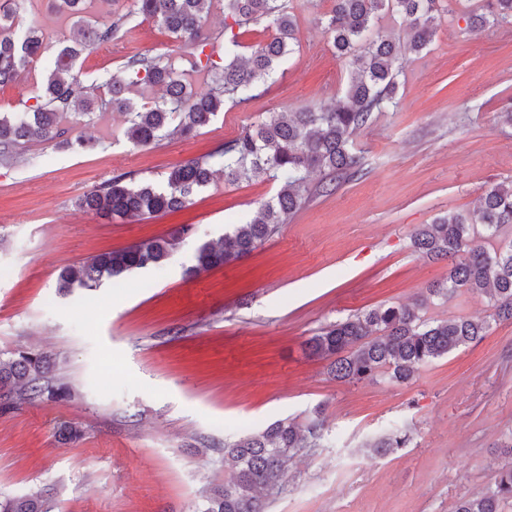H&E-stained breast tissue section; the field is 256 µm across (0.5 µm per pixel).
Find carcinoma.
<instances>
[{"instance_id":"cac0c4a2","label":"carcinoma","mask_w":512,"mask_h":512,"mask_svg":"<svg viewBox=\"0 0 512 512\" xmlns=\"http://www.w3.org/2000/svg\"><path fill=\"white\" fill-rule=\"evenodd\" d=\"M25 2L0 3V86L19 83L42 47L38 27L16 25ZM57 2L58 10L73 20V36L51 62L35 104L24 112L0 113V158L23 154L32 141L53 142L64 149L93 147L90 141L69 138L63 121L90 122L96 107L124 113L126 135L139 146L175 134L188 136L209 124L225 101L235 105L247 102L297 46L296 17L289 0H224V17L238 26L264 22L272 35L248 57L225 52L222 66L200 34L203 14L212 0H130L126 12L110 24L88 18V0ZM440 10L439 0H334L324 27L350 75L343 99L336 105L318 111L272 112L246 127L222 150L174 166L158 184L119 174L84 195L80 205L112 217L135 218L186 207L217 170L227 182L265 175L280 183L276 195L250 219L224 234L220 243L200 244L189 273L199 275L251 254L278 232L287 216L361 174V159L351 150V136L371 123L374 113L397 105L403 74L395 44L372 35L378 13H396L408 22L412 31L408 50L419 53L432 41ZM132 16L153 20L182 39L191 49L190 69L162 56L134 57L105 81L109 98L97 103L79 96V58L94 46L112 41L119 22ZM468 21L473 27L490 22L512 25V0H490L488 11L473 13ZM202 71L214 73L212 82L195 89L186 75ZM142 84L158 88L160 95L150 103L138 104L131 94ZM315 171L322 179L313 186L309 176ZM505 228H512V187L497 185L486 190L473 211L441 215L416 228L411 236L414 251L432 260L448 261L447 277L433 285L431 294L447 298L461 290L486 293L490 295V314L430 321L420 301L379 307L329 326L307 341V350L330 360V374L340 382L354 383L387 373L404 383L432 360L481 341L491 323L512 320V238L492 250L486 247L488 239L500 236ZM191 230V225L183 224L163 237L65 267L58 275V292L66 295L75 287L95 288L105 277L161 264L179 249ZM68 395L69 387L57 377L51 355L20 346L9 352L7 359L0 358L1 399L11 402ZM323 429L324 419L319 414L304 425L282 419L224 446V459L232 463L233 477L213 487L198 505V512H266L261 492L272 496L282 491L288 463L298 452L317 447ZM409 441L408 434L391 432L366 447L383 455L407 447ZM508 501H512V463L502 467L494 487L460 498L453 512H502V504ZM52 508L50 499L40 492L0 501V512H52Z\"/></svg>"}]
</instances>
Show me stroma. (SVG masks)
Wrapping results in <instances>:
<instances>
[{"label":"stroma","instance_id":"obj_1","mask_svg":"<svg viewBox=\"0 0 512 512\" xmlns=\"http://www.w3.org/2000/svg\"><path fill=\"white\" fill-rule=\"evenodd\" d=\"M332 0H294L298 47L238 106H225L192 138L135 146L121 113L84 133L90 151L28 144L0 160V355L25 346L53 354L71 398L0 405V500L32 491L54 512H195L206 490L230 480L225 442L324 406L320 447L299 454L267 512H451L492 487L512 462V322L396 383L381 375L336 381L304 343L336 322L414 299L443 320L488 314L485 295L443 300L429 286L448 264L414 252L415 228L473 210L496 184L512 186V27L468 29L478 0H453L432 42L405 53L399 105L353 136L361 177L287 217L250 255L188 276L197 245L218 242L269 200L278 183L228 184L215 174L191 205L140 220L81 208L113 176L158 182L174 165L214 153L272 112L335 104L349 76L322 18ZM23 26L44 34L23 81L0 89V112L21 111L41 89L71 22L56 0H29ZM155 22L121 25L79 59L85 85L101 84L132 56L187 58ZM194 231L163 265L56 291L60 270L99 253ZM73 423L82 436L61 441ZM402 427L407 447L384 456L365 443Z\"/></svg>","mask_w":512,"mask_h":512}]
</instances>
